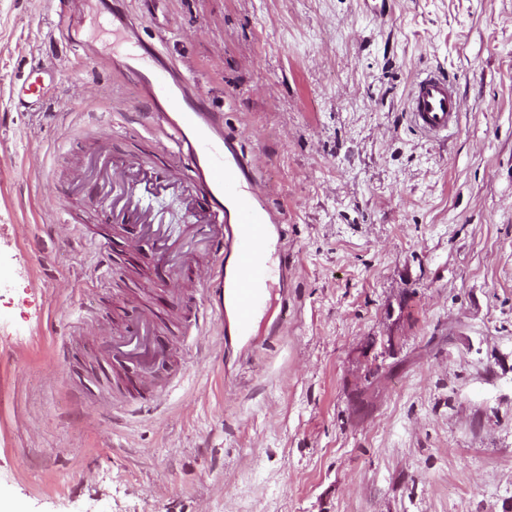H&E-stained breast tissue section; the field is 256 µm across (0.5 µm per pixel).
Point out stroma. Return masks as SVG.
<instances>
[{
	"label": "stroma",
	"mask_w": 512,
	"mask_h": 512,
	"mask_svg": "<svg viewBox=\"0 0 512 512\" xmlns=\"http://www.w3.org/2000/svg\"><path fill=\"white\" fill-rule=\"evenodd\" d=\"M112 3L87 4L89 69L44 0H0V512H512V0H389L384 23L373 0H128L135 43ZM162 28L286 215L288 279L247 342L192 277L180 306L137 279L151 242L125 251L75 163L163 161L110 63ZM39 62L47 97L19 104ZM433 67L462 102L436 138L407 109ZM147 305L170 353L134 406L96 341Z\"/></svg>",
	"instance_id": "35a3bbf8"
}]
</instances>
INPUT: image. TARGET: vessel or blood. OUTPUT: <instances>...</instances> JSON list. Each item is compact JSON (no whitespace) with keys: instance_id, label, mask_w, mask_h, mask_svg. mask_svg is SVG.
Instances as JSON below:
<instances>
[{"instance_id":"vessel-or-blood-1","label":"vessel or blood","mask_w":512,"mask_h":512,"mask_svg":"<svg viewBox=\"0 0 512 512\" xmlns=\"http://www.w3.org/2000/svg\"><path fill=\"white\" fill-rule=\"evenodd\" d=\"M48 3L59 38L87 64H98L97 52L76 35L80 19L75 0ZM120 68L137 74L141 96L151 105L144 126L159 142L169 166L159 171L142 167L131 155H88V162L98 166L107 181L92 193L104 196L105 208L122 222L140 226L154 245L158 266L166 268L169 284L179 280L183 262L173 252L168 225L156 222L142 206L140 195L171 184L181 186L188 197L204 195L207 207L189 227L193 240L212 256L199 274L198 291L205 298L213 286H221L223 302L213 309V316L223 320L225 335L249 336L276 279L288 274L287 249L281 246L271 254L265 247L271 225L282 224L285 215L265 203L266 186L256 175L252 157L239 138L225 133L223 113L211 107L200 88L188 86L168 64L145 67L136 53L126 55ZM453 85V78L444 72L427 73L413 83L408 108L424 134L437 137L456 124L461 100ZM99 347L134 366L130 391L136 401L146 400L144 382L168 352L155 312L143 310L136 323L114 327Z\"/></svg>"}]
</instances>
